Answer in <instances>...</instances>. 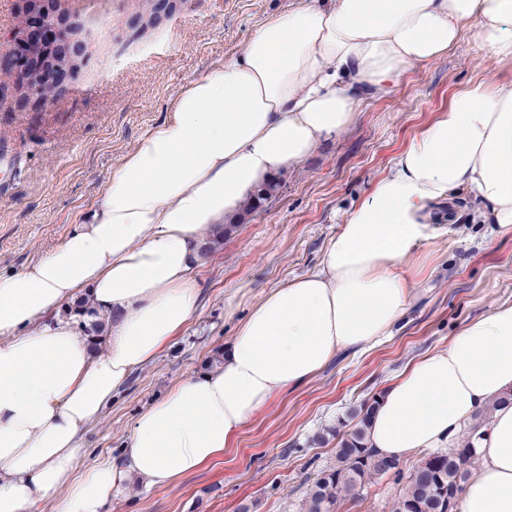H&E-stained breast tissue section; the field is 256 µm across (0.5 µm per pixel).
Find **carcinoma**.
I'll return each instance as SVG.
<instances>
[{
    "mask_svg": "<svg viewBox=\"0 0 512 512\" xmlns=\"http://www.w3.org/2000/svg\"><path fill=\"white\" fill-rule=\"evenodd\" d=\"M377 405L374 397L364 401L331 430V436L336 438V464L321 471L314 480L306 495L304 512H337L344 502L356 498L366 484L389 473L402 484L391 512H409L416 502L428 506L429 512H457L463 486L480 462L473 446L474 436L489 421L494 405H489L472 423L457 447L424 455L407 477L403 476L399 461L382 458L369 447V423Z\"/></svg>",
    "mask_w": 512,
    "mask_h": 512,
    "instance_id": "1",
    "label": "carcinoma"
}]
</instances>
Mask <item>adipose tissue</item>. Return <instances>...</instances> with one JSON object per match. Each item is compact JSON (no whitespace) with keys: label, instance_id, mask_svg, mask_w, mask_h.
Listing matches in <instances>:
<instances>
[{"label":"adipose tissue","instance_id":"ef3b65f1","mask_svg":"<svg viewBox=\"0 0 512 512\" xmlns=\"http://www.w3.org/2000/svg\"><path fill=\"white\" fill-rule=\"evenodd\" d=\"M469 31L512 66V0H290L179 92L62 244L0 273V512H106L119 488H164L223 454L275 392L389 335L411 298L402 264L436 236L432 205L468 194L512 233V84L479 80L350 209L316 269L251 307L222 363L141 412L118 459L84 464L85 429L194 312L190 271L209 236L349 128L364 96L389 95ZM95 311L113 317L102 351L83 335ZM511 391L507 303L396 377L370 446L396 460L451 448L494 405L459 512H512Z\"/></svg>","mask_w":512,"mask_h":512}]
</instances>
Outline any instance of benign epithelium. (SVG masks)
Segmentation results:
<instances>
[{
  "label": "benign epithelium",
  "instance_id": "7a95c632",
  "mask_svg": "<svg viewBox=\"0 0 512 512\" xmlns=\"http://www.w3.org/2000/svg\"><path fill=\"white\" fill-rule=\"evenodd\" d=\"M77 34L59 0H25L15 30L0 36V89L15 85L22 104L50 102L78 68L83 46Z\"/></svg>",
  "mask_w": 512,
  "mask_h": 512
}]
</instances>
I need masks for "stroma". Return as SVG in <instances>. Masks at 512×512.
<instances>
[{"instance_id":"stroma-1","label":"stroma","mask_w":512,"mask_h":512,"mask_svg":"<svg viewBox=\"0 0 512 512\" xmlns=\"http://www.w3.org/2000/svg\"><path fill=\"white\" fill-rule=\"evenodd\" d=\"M289 0H177L148 23L142 0H61L80 26L84 57L64 92L20 105L0 90V272L16 271L60 244L97 203L108 173L155 125L188 83L224 62ZM512 82L474 35L447 57L410 66L394 92L364 99L359 119L279 174V189L239 221L192 275L201 296L160 356L134 372L85 435L84 460L117 455L139 413L181 380L216 365L263 293L316 267L346 213L415 136L476 80ZM437 237L425 260L404 265L416 284L392 336L340 352L307 383L276 394L200 471L171 486L113 493L107 512H303L315 476L335 462V441L315 434L380 395L413 359L447 347L462 325L512 302V235L486 207L458 197L433 205ZM235 303L227 315L226 300ZM400 490L382 477L339 512H391Z\"/></svg>"}]
</instances>
